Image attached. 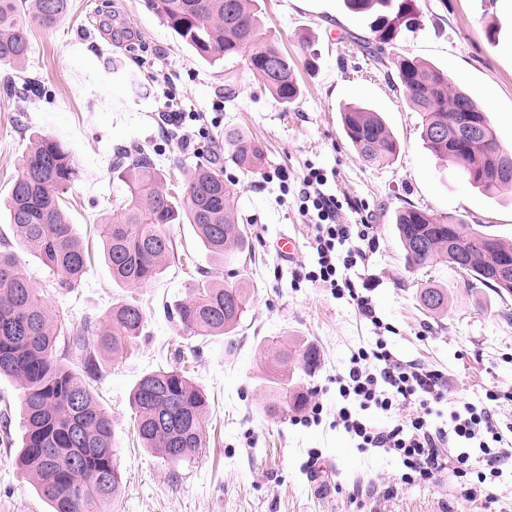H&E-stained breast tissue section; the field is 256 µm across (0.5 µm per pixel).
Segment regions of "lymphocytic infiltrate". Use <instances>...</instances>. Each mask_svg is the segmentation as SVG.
<instances>
[{"label":"lymphocytic infiltrate","instance_id":"obj_1","mask_svg":"<svg viewBox=\"0 0 512 512\" xmlns=\"http://www.w3.org/2000/svg\"><path fill=\"white\" fill-rule=\"evenodd\" d=\"M323 183L315 173L305 179L301 190L305 201L312 204L311 221L316 228L317 267L307 277L336 291L340 288L336 248L349 242L352 234L349 225L337 223L336 200L323 192ZM351 361L347 377L338 381L343 404L336 411V422L357 438L358 450L381 448L399 457L404 467L403 483H426L448 470L467 500L476 503L489 499V483L502 478L512 461V450L501 445L503 436L491 407L498 394L487 391V406L467 403L451 410L450 429L437 428L430 417L434 405L447 397L441 372L395 362L381 340L375 350H358ZM412 400L418 401L419 412L390 427L370 426L356 414L357 409L372 407L387 412Z\"/></svg>","mask_w":512,"mask_h":512}]
</instances>
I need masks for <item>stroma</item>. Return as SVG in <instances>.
<instances>
[{"instance_id":"stroma-1","label":"stroma","mask_w":512,"mask_h":512,"mask_svg":"<svg viewBox=\"0 0 512 512\" xmlns=\"http://www.w3.org/2000/svg\"><path fill=\"white\" fill-rule=\"evenodd\" d=\"M264 27L293 61L302 93L281 105L236 59L210 64L185 46L145 0H70L54 26H32L22 64L0 68V249L71 327L99 325L113 304L145 313L141 336L117 357L99 359L91 388L112 419L123 474L115 512H480L448 473L429 483L401 482V461L381 448L357 449L336 425L337 381L359 349L384 338L401 362L441 371L448 399L482 405L487 390L503 399L499 424L512 422V294L497 295L448 264L408 266L396 236V210L412 204L512 241V188L487 194L472 187L421 139V117L406 102L394 57L411 53L445 72L486 111L504 150L512 151V0H417L421 25L388 46V62L366 57L370 15L344 0H259ZM36 81L41 95L23 100L15 86ZM361 104L382 116L400 144L390 162H365L345 137L340 110ZM236 130L266 151L259 173H243L224 142ZM46 134L72 153L78 177L64 210L89 255L72 287L19 243L2 209L30 139ZM151 154L168 183L219 151L224 177L249 236L246 252L211 255L191 225L175 224L178 257L159 277L136 287L113 283L98 226L126 186L112 168L120 147ZM339 202L338 223L369 239L353 264L336 249L340 278L350 280L374 311L306 277L316 260L315 228L300 214L299 191L310 169ZM293 237L283 258L276 242ZM242 279L250 290L241 327L229 337L187 331L172 315L197 281ZM448 294V310L425 311L424 286ZM314 344L321 364L295 379L323 406L320 424L270 412L262 361L268 339ZM189 356L190 376L207 399L205 445L178 462L141 447L130 393L146 373L174 365L173 342ZM18 383L0 377V512H48L15 457L22 441Z\"/></svg>"}]
</instances>
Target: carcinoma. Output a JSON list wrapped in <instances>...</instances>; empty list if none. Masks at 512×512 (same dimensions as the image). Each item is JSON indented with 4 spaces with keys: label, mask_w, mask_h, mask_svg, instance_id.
<instances>
[{
    "label": "carcinoma",
    "mask_w": 512,
    "mask_h": 512,
    "mask_svg": "<svg viewBox=\"0 0 512 512\" xmlns=\"http://www.w3.org/2000/svg\"><path fill=\"white\" fill-rule=\"evenodd\" d=\"M356 13L374 17L375 42L363 51L377 63L384 47L402 30L420 26L416 0H345ZM147 7L179 39L211 64L241 57L259 82L282 104L301 93L294 66L274 39L267 36L257 0H146ZM69 0H0V65L14 66L28 52V28L51 27L63 18ZM402 90L419 112L422 137L438 157L449 160L462 178L484 191L507 187L502 180L483 175L501 163L512 178V152L500 148L485 112L448 74L420 59L402 55L396 61ZM466 117L483 121L481 139L459 148L448 141V129ZM341 125L352 147L368 162L395 158L400 147L379 113L353 105L341 112ZM231 157L245 172L262 170L264 152L254 139L238 135L231 140ZM113 169L121 172L127 194L115 202L112 216L100 224L104 256L112 279L126 287L156 278L175 256L172 224H191L205 245L222 259L246 249V230L234 206L235 184L224 180V167L209 157L191 170L183 194L171 192L151 156L139 147L119 154ZM78 177L72 154L60 141L36 134L21 159V174L6 201L9 221L17 236L61 284L77 282L87 257L74 236L60 205V195ZM396 232L406 261L423 266L438 259L464 269L482 284L502 294L506 289L489 277L492 264L512 257V242L481 230L458 228L454 222L408 205L395 217ZM463 238V248L448 239ZM17 257L0 251V376L21 384V420L24 428L17 466L30 476L50 512H105L117 499V474L112 420L90 385L61 362L58 338L68 334V347L80 357L93 378L97 359L118 356L140 336L145 315L129 302L112 307L105 321L89 333L87 326L69 328L47 304L40 289L18 269ZM424 308L440 313L448 297L437 288L421 292ZM248 309V291L237 281L224 285L203 280L189 289L174 308L183 326L202 336H227L242 324ZM320 365L316 346L302 342L290 349L267 340L265 366L275 385L273 408L297 410L307 394L297 388L288 369L311 374ZM135 428L143 446L180 461L203 447L206 398L178 367L145 374L131 393Z\"/></svg>",
    "instance_id": "carcinoma-1"
}]
</instances>
